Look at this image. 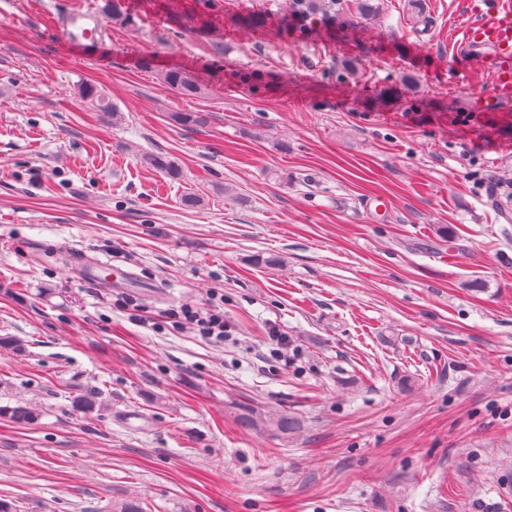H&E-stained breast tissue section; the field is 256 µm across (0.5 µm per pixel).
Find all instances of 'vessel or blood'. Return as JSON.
I'll list each match as a JSON object with an SVG mask.
<instances>
[{
    "label": "vessel or blood",
    "mask_w": 512,
    "mask_h": 512,
    "mask_svg": "<svg viewBox=\"0 0 512 512\" xmlns=\"http://www.w3.org/2000/svg\"><path fill=\"white\" fill-rule=\"evenodd\" d=\"M459 57L477 58L494 81L497 97H512V0H478L459 29Z\"/></svg>",
    "instance_id": "vessel-or-blood-1"
}]
</instances>
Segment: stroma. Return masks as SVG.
<instances>
[{"label": "stroma", "mask_w": 512, "mask_h": 512, "mask_svg": "<svg viewBox=\"0 0 512 512\" xmlns=\"http://www.w3.org/2000/svg\"><path fill=\"white\" fill-rule=\"evenodd\" d=\"M375 2L309 34L289 0H120L90 43L66 23L104 0H0V512H512V100L453 55L473 0H425L423 31ZM217 299L223 343L166 323ZM372 1L374 0H348L349 3L346 4V10L349 16L339 23L340 27L357 26L374 15L377 6L372 4ZM165 81L180 94L195 96L202 92V87L191 76L179 71H171L166 74ZM236 409V424L245 430L270 431L288 440L303 428L301 420L287 412L273 413L262 407L239 405Z\"/></svg>", "instance_id": "obj_1"}]
</instances>
